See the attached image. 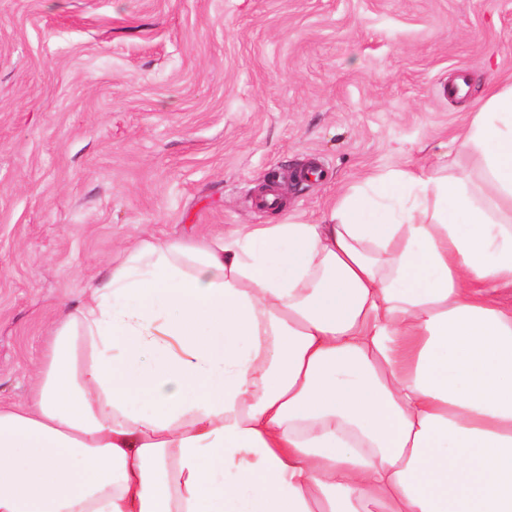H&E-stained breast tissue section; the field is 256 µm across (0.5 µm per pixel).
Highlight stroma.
<instances>
[{
	"instance_id": "1",
	"label": "stroma",
	"mask_w": 512,
	"mask_h": 512,
	"mask_svg": "<svg viewBox=\"0 0 512 512\" xmlns=\"http://www.w3.org/2000/svg\"><path fill=\"white\" fill-rule=\"evenodd\" d=\"M508 74L512 0H0V404L134 240L312 223L368 175L458 167Z\"/></svg>"
}]
</instances>
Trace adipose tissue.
I'll return each instance as SVG.
<instances>
[{"instance_id": "1", "label": "adipose tissue", "mask_w": 512, "mask_h": 512, "mask_svg": "<svg viewBox=\"0 0 512 512\" xmlns=\"http://www.w3.org/2000/svg\"><path fill=\"white\" fill-rule=\"evenodd\" d=\"M473 167L139 241L0 405V512H512V79Z\"/></svg>"}]
</instances>
